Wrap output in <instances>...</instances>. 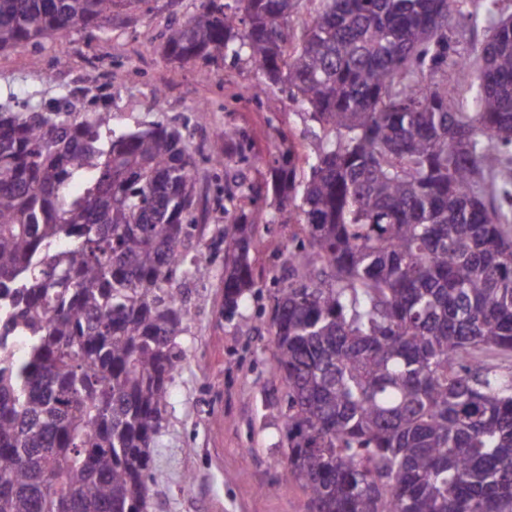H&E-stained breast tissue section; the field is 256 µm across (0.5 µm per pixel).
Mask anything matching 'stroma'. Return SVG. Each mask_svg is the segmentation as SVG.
I'll use <instances>...</instances> for the list:
<instances>
[{
    "label": "stroma",
    "mask_w": 512,
    "mask_h": 512,
    "mask_svg": "<svg viewBox=\"0 0 512 512\" xmlns=\"http://www.w3.org/2000/svg\"><path fill=\"white\" fill-rule=\"evenodd\" d=\"M200 3L146 0L103 28L0 53V106L18 110L69 94L77 111L110 108L118 133L158 124L182 130L203 177L198 228L210 247L212 272L181 286L183 361L155 439L158 482L147 512H308L302 484L282 479L287 388L274 370L269 333L274 296L288 275L285 255L304 234L300 225L274 223V198L258 205L261 224L250 255L259 291L230 319L224 316V249L212 239L227 220L225 187L237 177L264 181L280 134L291 133L311 155L324 142L284 91L238 99L258 79L248 60L182 64L167 57L169 28L186 21ZM160 89L165 95L159 107L154 95ZM201 101L206 110L198 109ZM227 126L243 131L252 147L245 160L224 169L210 155L220 149L217 133Z\"/></svg>",
    "instance_id": "35a3bbf8"
}]
</instances>
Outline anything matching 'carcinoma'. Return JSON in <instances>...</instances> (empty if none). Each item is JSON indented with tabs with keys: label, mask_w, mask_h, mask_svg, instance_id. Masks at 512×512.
I'll return each mask as SVG.
<instances>
[{
	"label": "carcinoma",
	"mask_w": 512,
	"mask_h": 512,
	"mask_svg": "<svg viewBox=\"0 0 512 512\" xmlns=\"http://www.w3.org/2000/svg\"><path fill=\"white\" fill-rule=\"evenodd\" d=\"M140 0H0V52L100 28ZM459 0H203L175 61H251L244 94L285 86L329 146L293 141L271 182H235L224 316L257 287L255 220L273 193L303 224L270 320L288 388L285 476L310 512H512V18L470 111L425 71L450 59ZM68 98L0 106V512H145L181 354L179 283L209 273L182 131L117 134ZM224 156L245 134L217 133ZM78 181L82 190L68 192Z\"/></svg>",
	"instance_id": "obj_1"
}]
</instances>
